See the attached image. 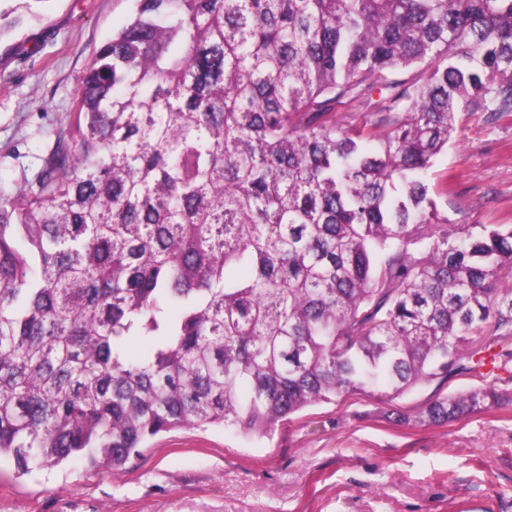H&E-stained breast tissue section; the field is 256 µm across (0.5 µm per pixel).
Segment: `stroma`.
Instances as JSON below:
<instances>
[{
  "label": "stroma",
  "mask_w": 512,
  "mask_h": 512,
  "mask_svg": "<svg viewBox=\"0 0 512 512\" xmlns=\"http://www.w3.org/2000/svg\"><path fill=\"white\" fill-rule=\"evenodd\" d=\"M132 0H0V187L34 176L74 112L84 72ZM440 157L448 214L512 224V119L458 115ZM464 369L381 404L351 394L262 438L230 429L150 439L119 474L74 461L17 475L0 461V512H512V402L436 426L412 418L435 397L495 385L512 361Z\"/></svg>",
  "instance_id": "35a3bbf8"
}]
</instances>
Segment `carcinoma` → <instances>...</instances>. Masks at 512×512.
<instances>
[{"label": "carcinoma", "mask_w": 512, "mask_h": 512, "mask_svg": "<svg viewBox=\"0 0 512 512\" xmlns=\"http://www.w3.org/2000/svg\"><path fill=\"white\" fill-rule=\"evenodd\" d=\"M134 2L0 189V460L115 474L161 433L264 436L512 342V225L456 223L432 183L458 113L512 118V0ZM370 112H373V108L367 104L358 101H347L345 104L338 106L336 119L342 123L356 124L363 114L365 119L374 120L375 117L371 116Z\"/></svg>", "instance_id": "carcinoma-1"}]
</instances>
